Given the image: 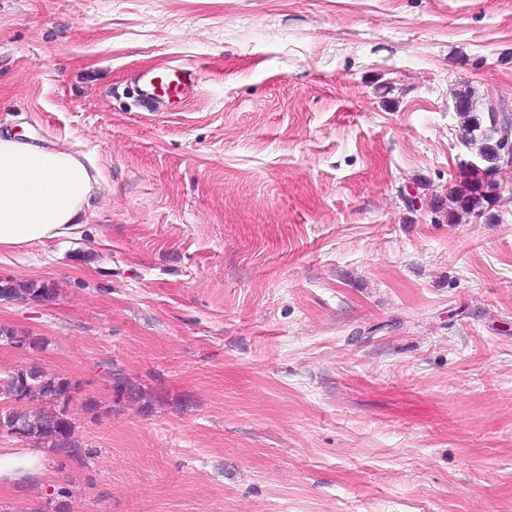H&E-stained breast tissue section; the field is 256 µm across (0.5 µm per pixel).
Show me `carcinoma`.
<instances>
[{"mask_svg": "<svg viewBox=\"0 0 512 512\" xmlns=\"http://www.w3.org/2000/svg\"><path fill=\"white\" fill-rule=\"evenodd\" d=\"M454 108L459 116L457 137L469 147H477V168L454 184L451 191L453 208L444 218L454 222L463 215H474L486 221L495 218L492 209L499 201L498 185L493 179L499 168L500 138L512 127V118L503 111L476 107L468 89L456 91ZM31 296L52 302L54 289L34 283L17 287L0 281V297L21 299ZM111 387L131 400L147 398V393L130 378L115 374ZM77 384L59 377H49L36 366H20L0 373V428L10 435H21L36 448H47L71 460L84 461L90 450L75 436V421L68 415Z\"/></svg>", "mask_w": 512, "mask_h": 512, "instance_id": "carcinoma-1", "label": "carcinoma"}]
</instances>
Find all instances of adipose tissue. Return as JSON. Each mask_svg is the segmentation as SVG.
<instances>
[{
  "mask_svg": "<svg viewBox=\"0 0 512 512\" xmlns=\"http://www.w3.org/2000/svg\"><path fill=\"white\" fill-rule=\"evenodd\" d=\"M100 190L78 154L0 135V249L75 234Z\"/></svg>",
  "mask_w": 512,
  "mask_h": 512,
  "instance_id": "ef3b65f1",
  "label": "adipose tissue"
}]
</instances>
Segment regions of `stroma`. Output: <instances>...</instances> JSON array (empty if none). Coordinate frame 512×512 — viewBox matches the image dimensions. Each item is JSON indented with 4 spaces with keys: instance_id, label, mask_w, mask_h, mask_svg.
<instances>
[{
    "instance_id": "35a3bbf8",
    "label": "stroma",
    "mask_w": 512,
    "mask_h": 512,
    "mask_svg": "<svg viewBox=\"0 0 512 512\" xmlns=\"http://www.w3.org/2000/svg\"><path fill=\"white\" fill-rule=\"evenodd\" d=\"M171 64L190 97H133ZM464 87L512 115V0H0V134L102 185L78 235L0 251L57 294L0 299L41 341L0 370L78 382L91 452L0 430L41 473L0 512H512V167L498 221L435 211Z\"/></svg>"
}]
</instances>
